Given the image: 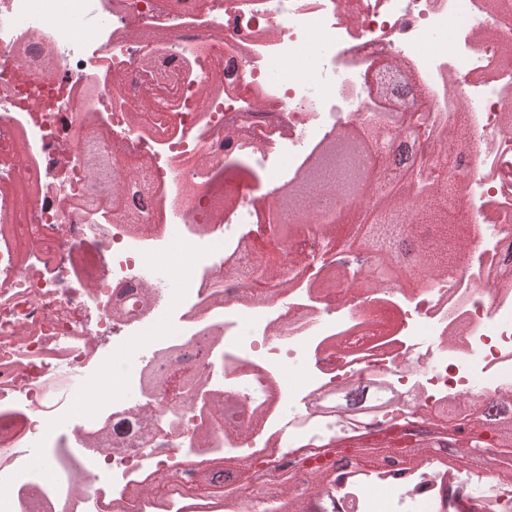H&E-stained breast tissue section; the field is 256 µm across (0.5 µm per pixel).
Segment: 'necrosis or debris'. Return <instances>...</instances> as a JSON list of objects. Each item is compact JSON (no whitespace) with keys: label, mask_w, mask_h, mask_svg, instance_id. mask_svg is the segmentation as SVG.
<instances>
[{"label":"necrosis or debris","mask_w":512,"mask_h":512,"mask_svg":"<svg viewBox=\"0 0 512 512\" xmlns=\"http://www.w3.org/2000/svg\"><path fill=\"white\" fill-rule=\"evenodd\" d=\"M432 32L452 42L426 55ZM384 70L416 84L408 106L370 84ZM371 113L415 130L408 155L453 158L434 170L462 192L438 237L457 245L460 211L480 235L450 275L400 263L396 287L341 304L335 230L267 238L261 178L287 190ZM105 137L137 161L127 187L93 185L76 157ZM135 194L153 223L120 221ZM511 245L512 0H0V512H270L262 487L285 471L312 512L322 470L321 512H512V463L428 454L397 486L389 462L336 467L348 439L390 440L469 393L502 419ZM178 246L192 280L152 281L151 257ZM143 334L131 399L80 403ZM296 365L306 383L280 387ZM35 446L53 472L38 486ZM209 471L232 475L234 497L145 491Z\"/></svg>","instance_id":"obj_1"}]
</instances>
